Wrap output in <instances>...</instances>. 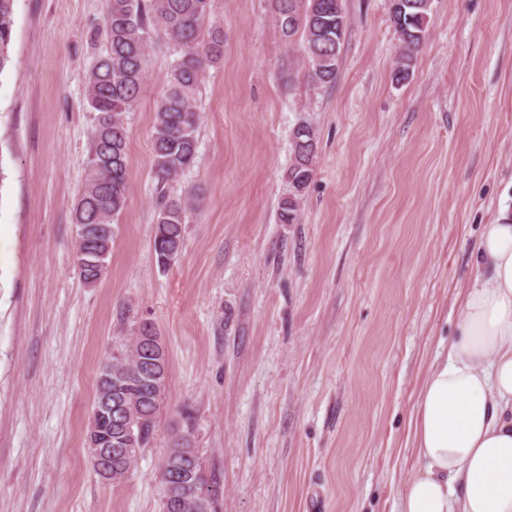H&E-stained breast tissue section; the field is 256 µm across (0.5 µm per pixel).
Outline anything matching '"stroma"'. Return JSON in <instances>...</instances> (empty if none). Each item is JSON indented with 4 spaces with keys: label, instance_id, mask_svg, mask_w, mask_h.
Masks as SVG:
<instances>
[{
    "label": "stroma",
    "instance_id": "35a3bbf8",
    "mask_svg": "<svg viewBox=\"0 0 512 512\" xmlns=\"http://www.w3.org/2000/svg\"><path fill=\"white\" fill-rule=\"evenodd\" d=\"M336 80L308 82L271 0H213L181 254L153 251L151 132L175 46L154 38L127 113L129 196L94 287L73 262L104 0H17L0 71V512H163L171 428L192 416L219 512H396L424 375L487 225L512 211V0H431L396 81L390 0H343ZM317 136L294 224L292 133ZM169 361L153 440L103 482L85 442L98 367L138 319Z\"/></svg>",
    "mask_w": 512,
    "mask_h": 512
}]
</instances>
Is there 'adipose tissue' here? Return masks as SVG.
<instances>
[{
    "label": "adipose tissue",
    "mask_w": 512,
    "mask_h": 512,
    "mask_svg": "<svg viewBox=\"0 0 512 512\" xmlns=\"http://www.w3.org/2000/svg\"><path fill=\"white\" fill-rule=\"evenodd\" d=\"M460 290L456 338L410 421L416 472L398 512H512V212L488 225Z\"/></svg>",
    "instance_id": "obj_1"
}]
</instances>
